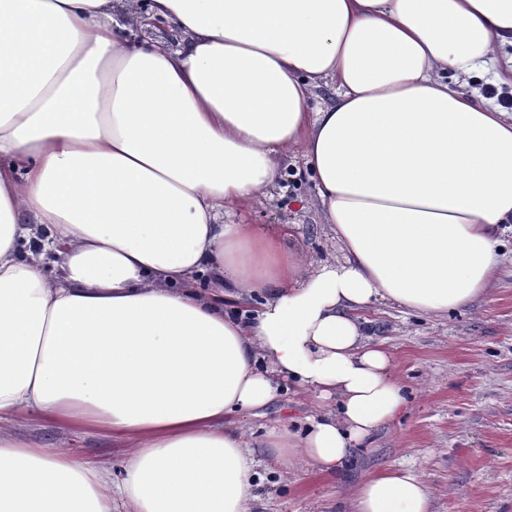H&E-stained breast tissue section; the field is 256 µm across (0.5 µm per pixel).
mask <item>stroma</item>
I'll return each instance as SVG.
<instances>
[{
	"label": "stroma",
	"mask_w": 512,
	"mask_h": 512,
	"mask_svg": "<svg viewBox=\"0 0 512 512\" xmlns=\"http://www.w3.org/2000/svg\"><path fill=\"white\" fill-rule=\"evenodd\" d=\"M271 200L241 211L249 224H296L303 258L336 256L319 200L307 175L283 178ZM502 248L491 292L470 309L445 317L380 304L369 313L372 342H384L406 387L408 413L381 428L357 451L342 478L305 464L266 472L251 512H342L339 482L389 470H411L428 484L432 512H512V233ZM313 405L286 392L261 417H245L249 431L287 424ZM31 433L49 448L89 461L117 460L110 440L45 425Z\"/></svg>",
	"instance_id": "stroma-1"
}]
</instances>
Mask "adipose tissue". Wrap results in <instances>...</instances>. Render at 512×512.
Segmentation results:
<instances>
[{"instance_id": "1", "label": "adipose tissue", "mask_w": 512, "mask_h": 512, "mask_svg": "<svg viewBox=\"0 0 512 512\" xmlns=\"http://www.w3.org/2000/svg\"><path fill=\"white\" fill-rule=\"evenodd\" d=\"M489 59L512 80V0H0V512H250L264 461L331 476L405 415L359 313L447 315L496 279L512 111L469 89ZM295 151L341 258L224 221ZM286 385L314 410L249 435ZM338 496L431 512L410 470ZM49 448H65L89 461L109 462L117 460L121 448H114L112 441L92 435H75L50 425L34 427L28 431Z\"/></svg>"}]
</instances>
